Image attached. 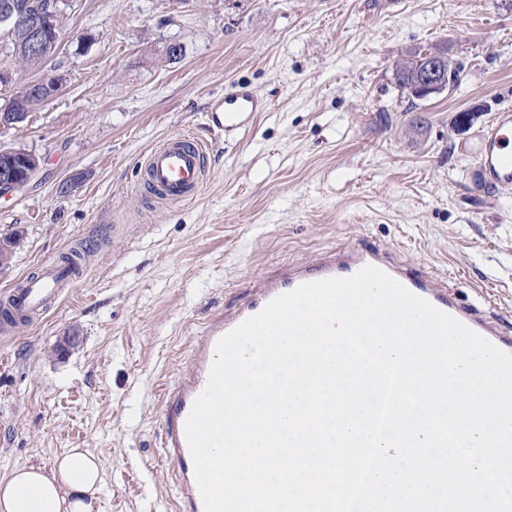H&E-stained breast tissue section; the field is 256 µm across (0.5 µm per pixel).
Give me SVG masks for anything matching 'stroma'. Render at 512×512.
<instances>
[{
	"instance_id": "1",
	"label": "stroma",
	"mask_w": 512,
	"mask_h": 512,
	"mask_svg": "<svg viewBox=\"0 0 512 512\" xmlns=\"http://www.w3.org/2000/svg\"><path fill=\"white\" fill-rule=\"evenodd\" d=\"M423 47L465 70L413 103L392 64ZM47 67L59 93L0 128V146L42 159L0 196V237L23 233L0 293L76 240L102 245L42 320L0 333V477L87 448L104 477L93 512H177L161 388L211 315L289 259L385 249L512 335V185L484 187L475 165L512 106V0H68ZM234 86L264 107L220 135L206 114ZM184 131L213 146L202 191L148 208L143 159Z\"/></svg>"
}]
</instances>
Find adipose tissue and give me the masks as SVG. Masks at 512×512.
<instances>
[{"mask_svg":"<svg viewBox=\"0 0 512 512\" xmlns=\"http://www.w3.org/2000/svg\"><path fill=\"white\" fill-rule=\"evenodd\" d=\"M101 482L97 457L71 448L52 469L25 465L0 477V512H91Z\"/></svg>","mask_w":512,"mask_h":512,"instance_id":"adipose-tissue-1","label":"adipose tissue"}]
</instances>
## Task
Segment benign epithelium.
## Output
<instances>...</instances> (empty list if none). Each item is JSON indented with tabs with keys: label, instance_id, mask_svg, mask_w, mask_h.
Returning <instances> with one entry per match:
<instances>
[{
	"label": "benign epithelium",
	"instance_id": "obj_1",
	"mask_svg": "<svg viewBox=\"0 0 512 512\" xmlns=\"http://www.w3.org/2000/svg\"><path fill=\"white\" fill-rule=\"evenodd\" d=\"M59 12L42 13L31 20L20 13L12 0L0 3V25L7 28L12 36L20 38V44L27 54L49 58L59 49L57 18ZM456 63L443 52L435 51L425 55L421 74L414 86L413 95L427 100L448 90ZM60 82L51 72L43 73L29 83L11 100V108L0 112V125L11 126L26 120L29 108L26 103L36 97L47 99L56 94ZM40 167V158L22 148L0 147V195L9 194L26 185Z\"/></svg>",
	"mask_w": 512,
	"mask_h": 512
}]
</instances>
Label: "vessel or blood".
I'll return each instance as SVG.
<instances>
[{
  "label": "vessel or blood",
  "instance_id": "1",
  "mask_svg": "<svg viewBox=\"0 0 512 512\" xmlns=\"http://www.w3.org/2000/svg\"><path fill=\"white\" fill-rule=\"evenodd\" d=\"M216 109L223 114L222 120L216 121V128L232 132L244 127L247 118L261 111L262 106L252 93L237 88L226 92ZM208 152L207 142L184 132L169 135L154 146L142 163L139 184L149 204L174 205L195 199L203 187ZM477 171L489 186L512 185V107L498 112L484 131L477 155ZM367 266L383 270L413 294L455 317L500 350L512 353V336L502 333L497 318L479 315L475 308L461 305L446 278L395 260L379 248L342 246L323 252L311 264H282L249 281L247 298L239 308L209 319L193 348L190 368L178 372L164 389L160 446L180 487L179 512H204L184 426L195 399L207 384L217 341L258 314L271 300L299 285L330 277H349ZM74 279L66 257L58 256L43 263L21 287L10 290L4 304L31 319H40L56 299L72 288Z\"/></svg>",
  "mask_w": 512,
  "mask_h": 512
}]
</instances>
